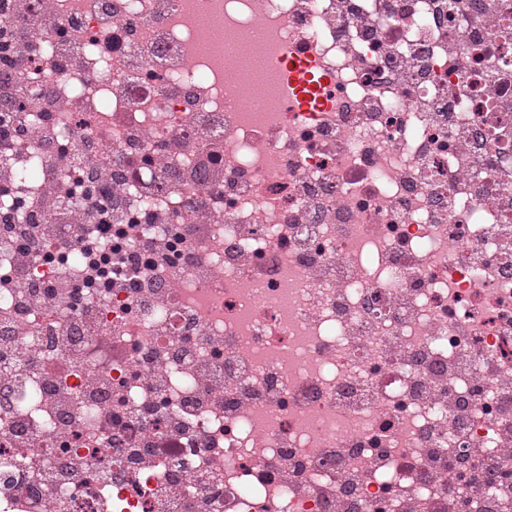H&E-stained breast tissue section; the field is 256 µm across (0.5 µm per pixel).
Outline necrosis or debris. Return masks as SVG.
<instances>
[{"mask_svg":"<svg viewBox=\"0 0 512 512\" xmlns=\"http://www.w3.org/2000/svg\"><path fill=\"white\" fill-rule=\"evenodd\" d=\"M4 52L0 512H512V0H0ZM198 26L205 32L206 37L200 44L201 51L205 53L220 51L224 53L226 46L224 42V31L218 29L207 13H202L197 19ZM244 67L249 70L253 77L252 92L260 97L266 94L267 85L265 79V63L263 57L259 54H253L244 62ZM287 71L290 72V77L300 87L303 95L306 98H311L317 94L322 87V79H319L315 71H311L310 66H300L285 61ZM97 208L101 215L104 218L101 220L99 224H97L96 232L98 234L99 240L105 246L106 252L105 257L107 263L112 267V251L116 254H121L123 256V264L130 266L131 268H139L142 265H147L150 260L147 258L146 254L141 252H128L124 250L121 242L119 241V235L116 233L112 234V224L108 223L105 219L108 215V208L105 201L98 200Z\"/></svg>","mask_w":512,"mask_h":512,"instance_id":"necrosis-or-debris-1","label":"necrosis or debris"}]
</instances>
